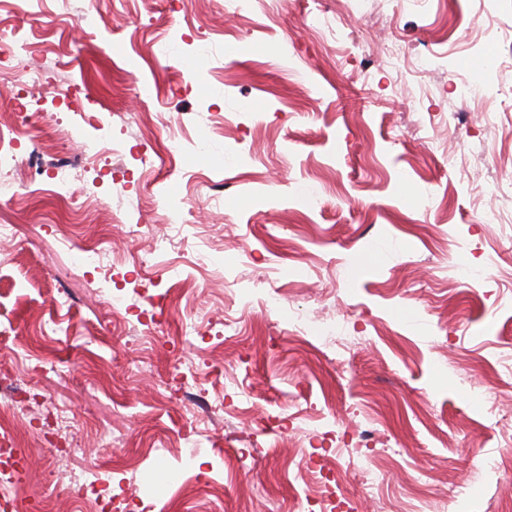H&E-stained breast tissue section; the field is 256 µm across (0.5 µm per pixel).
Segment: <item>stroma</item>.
Here are the masks:
<instances>
[{"label": "stroma", "instance_id": "1", "mask_svg": "<svg viewBox=\"0 0 512 512\" xmlns=\"http://www.w3.org/2000/svg\"><path fill=\"white\" fill-rule=\"evenodd\" d=\"M83 5L23 26L40 90L0 76L34 122L0 182L16 512H75L93 473L115 512H512V70L469 66L490 34L512 58V0ZM100 135L42 200L21 161ZM105 152L100 148L97 141H90L84 146L80 163L64 158L58 159L57 167L55 168L57 180L53 186L56 195L64 199L71 198L74 195L72 181L75 179V174L73 173V170L76 169L75 165L87 164L91 160H96Z\"/></svg>", "mask_w": 512, "mask_h": 512}]
</instances>
